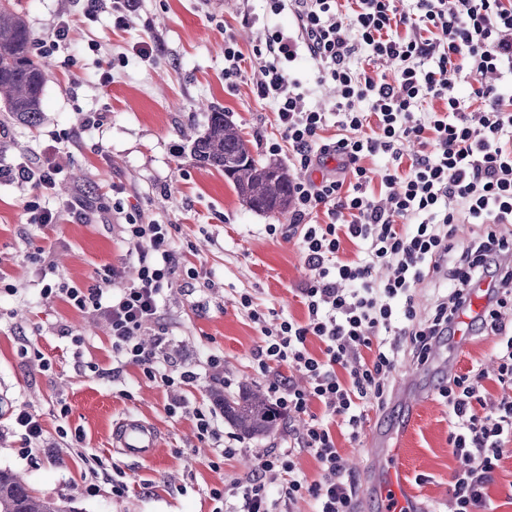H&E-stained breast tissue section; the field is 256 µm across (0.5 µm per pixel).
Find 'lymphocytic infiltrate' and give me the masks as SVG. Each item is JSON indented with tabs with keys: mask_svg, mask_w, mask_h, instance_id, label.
Wrapping results in <instances>:
<instances>
[{
	"mask_svg": "<svg viewBox=\"0 0 512 512\" xmlns=\"http://www.w3.org/2000/svg\"><path fill=\"white\" fill-rule=\"evenodd\" d=\"M264 2L263 14L243 20L260 31L254 91L273 109L281 135L268 150L289 151L297 172L288 235L309 272L298 290L307 314L302 321L269 315L248 293L239 304L262 335L252 360L269 380L270 405L301 428L287 449L259 457L234 484L237 512H278L304 498L313 512H355L332 423L358 440L368 406L387 402L401 349L426 364L464 316L472 331L496 336L503 393L487 400L479 368L437 387L448 443L463 462L452 477L451 512H495L488 489L512 442V87L502 83L512 75V0H354L348 11L339 0ZM284 12L294 29L269 25ZM303 56L315 67L316 87L335 90L331 110L313 103L294 75ZM462 82L468 95L457 91ZM434 100L443 110L424 111ZM408 143L419 152L407 166ZM376 156L385 164L375 180L364 161ZM460 224L475 226L471 240L457 239ZM123 231L137 265L120 292L104 275L86 288L48 283L41 293L102 313L118 365L169 389L190 384L193 371L161 366L142 341L164 325L160 297L179 264L169 227L131 216ZM345 240L357 248L350 261L340 257ZM382 267L388 277L376 278ZM429 282L446 290L424 313L415 295ZM482 283L487 305L475 316L471 295ZM312 338L323 345L320 355L307 348ZM296 372L305 385L294 383ZM300 451L315 457L326 480H308L296 463Z\"/></svg>",
	"mask_w": 512,
	"mask_h": 512,
	"instance_id": "obj_1",
	"label": "lymphocytic infiltrate"
}]
</instances>
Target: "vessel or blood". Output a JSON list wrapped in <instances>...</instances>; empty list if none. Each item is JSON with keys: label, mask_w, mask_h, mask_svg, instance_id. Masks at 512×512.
<instances>
[{"label": "vessel or blood", "mask_w": 512, "mask_h": 512, "mask_svg": "<svg viewBox=\"0 0 512 512\" xmlns=\"http://www.w3.org/2000/svg\"><path fill=\"white\" fill-rule=\"evenodd\" d=\"M111 442L124 457L146 459L156 452L159 438L151 423L129 415L113 425ZM370 454L374 461L372 484L384 505L383 512H426L410 492L399 441L375 442Z\"/></svg>", "instance_id": "b4317fda"}]
</instances>
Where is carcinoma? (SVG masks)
<instances>
[{"instance_id": "obj_1", "label": "carcinoma", "mask_w": 512, "mask_h": 512, "mask_svg": "<svg viewBox=\"0 0 512 512\" xmlns=\"http://www.w3.org/2000/svg\"><path fill=\"white\" fill-rule=\"evenodd\" d=\"M34 42L25 21L0 2V104L28 127L41 119L44 64L34 60ZM191 155L201 166L224 172L239 199L249 209L283 215L291 203L292 178L275 162L257 159L249 140L223 112L208 114L203 133L192 142ZM224 417L243 438L275 431L279 418L267 399L249 390L223 399ZM0 512H79L67 499L35 496L23 476L0 468Z\"/></svg>"}]
</instances>
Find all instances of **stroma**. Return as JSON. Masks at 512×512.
<instances>
[{"instance_id": "35a3bbf8", "label": "stroma", "mask_w": 512, "mask_h": 512, "mask_svg": "<svg viewBox=\"0 0 512 512\" xmlns=\"http://www.w3.org/2000/svg\"><path fill=\"white\" fill-rule=\"evenodd\" d=\"M130 27L112 16L84 15V0H9L35 41L48 39L59 15L73 21L69 42L46 59L41 120L20 125L0 108V159L61 166L66 193L50 190L41 205L57 209V223H30L25 205L30 186L0 179V468L24 475L37 496L65 497L80 512H232L234 497L220 502L213 490H228L255 459L282 448L287 427L243 439L234 458L223 443L203 439L195 413L213 415L223 433L233 430L215 391L226 396L266 389L251 355L262 336L241 309L251 293L261 309L303 319L296 293L308 270L295 242L269 235L267 225H288L289 216L249 210L222 172L196 164L183 129L204 130L207 114L222 111L266 158L265 142L278 139L275 116L253 87L257 67L246 64L237 87L224 84V39L235 36L250 54L256 27L244 12L262 13V0H137ZM157 42L159 58L143 62L132 52L139 42ZM112 81L102 84L103 72ZM107 112L104 125L87 130L93 112ZM73 141L57 142L62 131ZM172 227L181 256L173 285L161 297L167 324L160 358L197 374L170 390L135 367L114 372L107 321L81 312L63 298H44V284L84 286L103 268L114 271L113 288L132 279L135 259L121 234L127 215ZM495 336H471L466 345L441 342L428 364L402 356L389 378L421 394L408 412L398 395L371 409L366 434L403 432V459L412 490L432 512H448L453 474L461 461L448 444V415L436 394L446 378L473 363L491 368ZM223 368L214 371L211 356ZM33 414L44 428L40 443H28L14 418ZM128 414L155 424L158 449L147 460L128 459L111 448L114 423ZM336 446L357 484L361 512H381L371 494L372 462L366 439L337 435ZM123 474L127 489L112 492Z\"/></svg>"}]
</instances>
